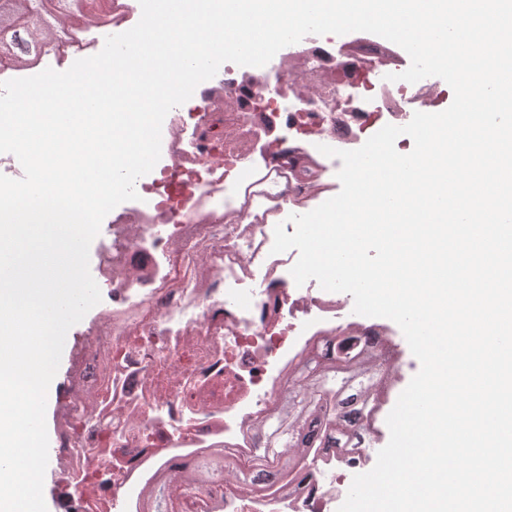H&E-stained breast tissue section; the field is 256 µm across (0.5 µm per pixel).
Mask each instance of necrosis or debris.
<instances>
[{"label":"necrosis or debris","instance_id":"1","mask_svg":"<svg viewBox=\"0 0 512 512\" xmlns=\"http://www.w3.org/2000/svg\"><path fill=\"white\" fill-rule=\"evenodd\" d=\"M408 66L372 33L309 35L265 66L222 64L167 114L172 159L112 217L99 260L106 299L62 384L56 461L99 459L70 483L75 512H136L148 487L136 473L151 460L216 442L256 455V417L316 344L376 332L400 369L391 324L350 313L346 293L316 280L296 285L297 250L271 247L277 224L336 188L341 162L319 145L354 150L377 123L403 126L436 106L434 83L397 80ZM246 194L250 214L233 222ZM390 405L364 412L352 448L311 451L289 486L258 495L225 480L224 512H338L354 475L376 463Z\"/></svg>","mask_w":512,"mask_h":512}]
</instances>
